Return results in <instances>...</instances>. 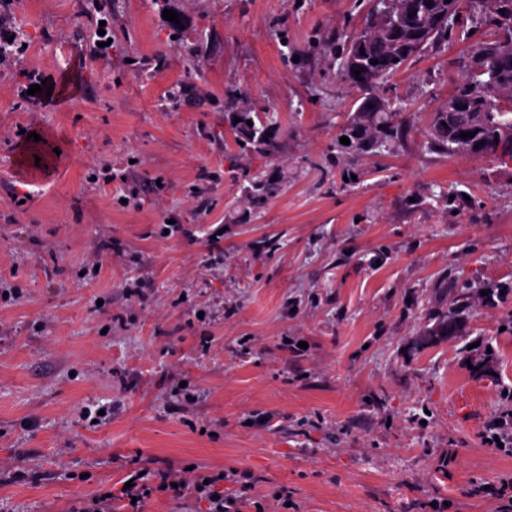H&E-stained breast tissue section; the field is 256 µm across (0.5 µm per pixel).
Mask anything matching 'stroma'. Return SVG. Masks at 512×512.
<instances>
[{"instance_id":"obj_1","label":"stroma","mask_w":512,"mask_h":512,"mask_svg":"<svg viewBox=\"0 0 512 512\" xmlns=\"http://www.w3.org/2000/svg\"><path fill=\"white\" fill-rule=\"evenodd\" d=\"M373 7L0 0V512L189 466L248 474L224 485L243 512L280 489L296 512H497L512 163L428 144L453 40L388 82L402 135L339 145L360 94L336 45ZM66 72L76 100L29 94ZM240 112L275 121L265 154L241 155ZM260 177L276 192L257 203Z\"/></svg>"}]
</instances>
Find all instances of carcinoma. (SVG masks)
I'll list each match as a JSON object with an SVG mask.
<instances>
[{
	"label": "carcinoma",
	"instance_id": "carcinoma-1",
	"mask_svg": "<svg viewBox=\"0 0 512 512\" xmlns=\"http://www.w3.org/2000/svg\"><path fill=\"white\" fill-rule=\"evenodd\" d=\"M490 25L492 37L472 42L461 61L462 76L452 95L472 101V107L457 112L433 113L429 129L430 146L450 155L474 156L470 140L461 133L477 131L486 143L478 154L501 164L512 160V0H399L395 16H375L342 49L340 71L362 93L361 104L348 117L342 135L364 153L374 144L398 137L393 102L383 99L376 108L366 100L379 97L380 85L400 71L434 41L448 34L442 21L461 12L464 4ZM376 63H370V60ZM360 74H354V71ZM238 125L246 134L240 149L262 153L268 143L270 126H250V113L239 115Z\"/></svg>",
	"mask_w": 512,
	"mask_h": 512
}]
</instances>
